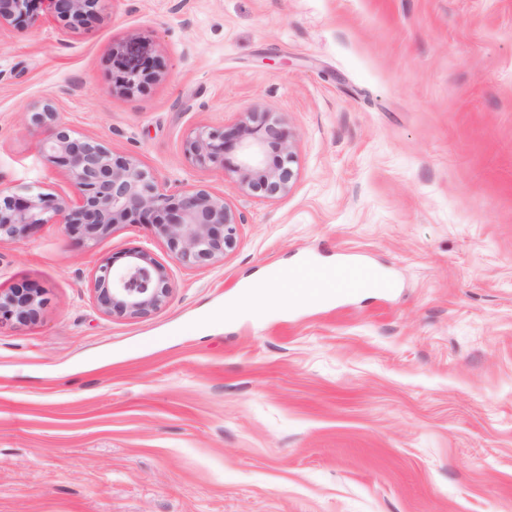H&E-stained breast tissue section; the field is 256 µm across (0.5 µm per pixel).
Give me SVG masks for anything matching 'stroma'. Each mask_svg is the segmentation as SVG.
Returning <instances> with one entry per match:
<instances>
[{"label": "stroma", "mask_w": 512, "mask_h": 512, "mask_svg": "<svg viewBox=\"0 0 512 512\" xmlns=\"http://www.w3.org/2000/svg\"><path fill=\"white\" fill-rule=\"evenodd\" d=\"M155 60L125 93L113 51ZM244 217L186 268L144 224L86 242L43 224L0 245V512H512V0H102L0 31V194H71L27 114ZM273 112L288 194L184 155L197 127ZM134 247L172 294L105 315L92 281ZM381 288L302 297V262ZM276 275L285 298L249 303ZM43 291L38 288H9L0 290V324L16 321L35 322L43 306Z\"/></svg>", "instance_id": "stroma-1"}]
</instances>
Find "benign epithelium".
Returning <instances> with one entry per match:
<instances>
[{"label": "benign epithelium", "instance_id": "obj_1", "mask_svg": "<svg viewBox=\"0 0 512 512\" xmlns=\"http://www.w3.org/2000/svg\"><path fill=\"white\" fill-rule=\"evenodd\" d=\"M37 0H0V29L20 22L35 24ZM71 28L99 19L101 0H48ZM156 78L147 60L131 63L113 54L115 87L131 92ZM43 130L40 152L67 172L73 195L0 196V244L16 243L41 224H61L77 239H97L118 224H146L164 239L174 261L200 266L224 258L235 247L240 213L222 195L204 188L171 192L135 159L114 154L101 143L79 137L63 124L53 102L30 115ZM184 152L200 168H220L237 187L259 198L286 194L294 178L295 155L290 134L270 112L220 130L199 127L184 142ZM116 264H101L93 279L94 299L106 315L141 318L158 311L169 299L172 284L167 267L153 253L135 247ZM38 288L0 290V324L32 323L43 306Z\"/></svg>", "mask_w": 512, "mask_h": 512}]
</instances>
